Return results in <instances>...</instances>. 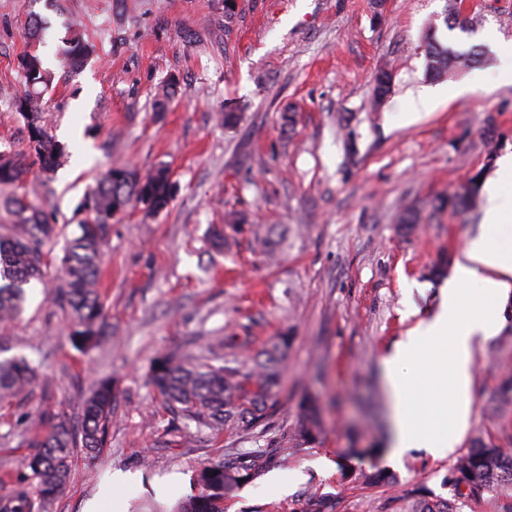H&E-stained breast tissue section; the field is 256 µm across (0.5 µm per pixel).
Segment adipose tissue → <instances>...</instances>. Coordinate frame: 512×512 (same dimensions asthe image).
Wrapping results in <instances>:
<instances>
[{"label": "adipose tissue", "instance_id": "obj_1", "mask_svg": "<svg viewBox=\"0 0 512 512\" xmlns=\"http://www.w3.org/2000/svg\"><path fill=\"white\" fill-rule=\"evenodd\" d=\"M482 195V224L456 258L437 312L382 360L393 423L389 466L414 450L454 456L469 426L476 353L499 333L500 306L512 295V155ZM140 481V474L109 468L81 512H108L114 497Z\"/></svg>", "mask_w": 512, "mask_h": 512}]
</instances>
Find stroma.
I'll use <instances>...</instances> for the list:
<instances>
[{
	"mask_svg": "<svg viewBox=\"0 0 512 512\" xmlns=\"http://www.w3.org/2000/svg\"><path fill=\"white\" fill-rule=\"evenodd\" d=\"M468 29H448L447 0H387L373 16L369 0H0V151L22 147L23 120L13 98L23 89L18 61L29 20L47 30L42 52H56L70 30L93 47L79 69L56 61L41 109L55 140L80 132L83 159L64 150L59 169L32 168L25 188L51 213L62 238H73L108 166L148 173L168 166L175 184L167 209L130 206L112 221L104 247L102 293L111 338L83 358L66 336L67 315L44 298L28 299L19 320L0 328V345L39 367L37 382L0 402V494L21 473L26 453L20 416L60 412L78 422L85 395L77 381L112 376L117 399L112 436L93 459L77 456L63 492L34 512H79L100 475L140 472L125 491L129 512H154L189 495L158 497L152 482L176 472L262 450L263 473L224 497V512H307L318 494L329 512H406L407 490L452 498L442 478L451 460L421 452L369 481L382 467L391 402L381 360L419 320L438 309L455 257L481 222V210L445 206L475 173L492 177L512 153V83L498 70L512 49V0H472ZM484 64L458 62L426 74L429 27ZM495 32L500 47L486 40ZM393 70V89L374 101L375 76ZM483 86L472 89L473 73ZM175 96L154 109L169 79ZM426 92L424 102L412 96ZM417 109L412 124L404 112ZM231 109L237 124L221 123ZM73 170L71 180L60 174ZM408 205L420 222L404 230ZM242 216L237 228L225 212ZM224 230L223 248L212 242ZM477 354L473 417L461 447L491 434L512 448V410L491 420L497 385L512 375V310ZM217 336H247L252 349L288 337L265 425L213 435L184 433L146 383L158 355L207 347ZM321 409L323 432L279 455L304 394ZM336 467H313L318 456ZM300 471L288 494L266 477Z\"/></svg>",
	"mask_w": 512,
	"mask_h": 512,
	"instance_id": "stroma-1",
	"label": "stroma"
}]
</instances>
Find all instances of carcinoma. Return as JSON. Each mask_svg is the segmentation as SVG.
Returning a JSON list of instances; mask_svg holds the SVG:
<instances>
[{"mask_svg": "<svg viewBox=\"0 0 512 512\" xmlns=\"http://www.w3.org/2000/svg\"><path fill=\"white\" fill-rule=\"evenodd\" d=\"M444 22L448 28H462L457 0H448ZM41 41L33 39L21 56L24 90L14 97L24 121V148L0 152V187L20 185L29 172V163L43 171L59 163L61 147L53 139L42 116L40 100L52 75L43 67ZM88 45L76 33L67 38L65 55L72 65L88 56ZM428 71L434 76L448 72L462 53L437 41L428 44ZM391 71L381 69L375 78L374 100L391 92ZM174 184L167 166L160 165L142 175L130 167H109L98 182L90 200L95 217L79 225L80 233L67 241L62 256L54 255L58 236L47 212L26 197L14 195L8 205L17 224L9 234L0 233V323L16 320L22 312L26 289L47 286L51 268L57 267L60 284L48 297L68 311V339L82 353L95 349L109 336L99 289L101 248L112 233V218L131 202L150 212H160L173 198ZM479 180L473 178L454 195V204L472 209L479 200ZM288 337L239 360L167 353L158 356L146 375L148 384L160 397L164 408L182 417L185 423L217 434L224 428L250 431L267 419L275 407L274 396L280 382L282 351ZM38 367L23 355L0 359V401H7L27 390L38 378ZM116 399L110 378L96 381L85 399L82 418L73 427L56 414L41 413L28 418L24 444L26 472L16 478L9 493L0 498V512H32V499L48 501L62 492L68 482L74 455L89 458L106 447L112 430ZM494 417L512 406V379L505 380L493 395ZM322 430L317 401L306 397L299 418L289 432L282 434L279 449L316 440ZM267 464L261 454H252L233 464L212 462L193 477L198 493L179 501L170 512H224V494L233 491L239 480L258 474ZM443 485L477 506L487 495L512 490V454L492 438L478 436L471 449L462 454L443 477ZM407 512H458L455 502L429 496L421 487L407 493Z\"/></svg>", "mask_w": 512, "mask_h": 512, "instance_id": "carcinoma-1", "label": "carcinoma"}]
</instances>
